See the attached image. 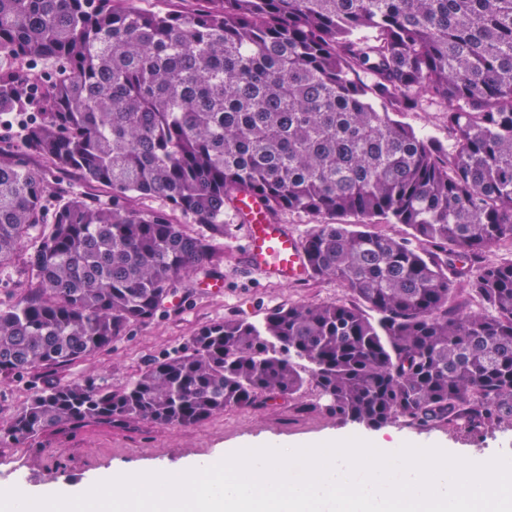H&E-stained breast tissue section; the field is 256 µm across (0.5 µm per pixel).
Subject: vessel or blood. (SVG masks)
I'll use <instances>...</instances> for the list:
<instances>
[{
  "instance_id": "b4317fda",
  "label": "vessel or blood",
  "mask_w": 512,
  "mask_h": 512,
  "mask_svg": "<svg viewBox=\"0 0 512 512\" xmlns=\"http://www.w3.org/2000/svg\"><path fill=\"white\" fill-rule=\"evenodd\" d=\"M235 213L244 226V266L273 280L298 282L308 278L299 237L286 225L272 223L256 198H239Z\"/></svg>"
}]
</instances>
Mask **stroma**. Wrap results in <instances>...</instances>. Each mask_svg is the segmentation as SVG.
<instances>
[{"mask_svg":"<svg viewBox=\"0 0 512 512\" xmlns=\"http://www.w3.org/2000/svg\"><path fill=\"white\" fill-rule=\"evenodd\" d=\"M30 166L41 171L61 194L106 204L112 201L111 188L87 184L74 173H57L41 159L32 160ZM242 235L240 224H227L219 243L224 253L219 267L224 278L223 294L211 296L201 289H192L181 296L178 305L163 308L152 321L132 328L111 347L92 357L34 376L0 381V427L38 390L49 385L78 383L122 388L145 364L175 353L189 336L207 324L227 318L257 322L267 310L281 305L350 301L346 286L334 280L284 284L246 269L238 258ZM323 405V399L310 385L296 398L270 403L262 411L231 410L194 427H164L146 422L112 427L91 424L77 430L60 426L24 447L2 440L0 486L23 484L38 490L59 480L75 483L94 479L129 462L152 469L220 455L226 448L247 441L303 443L331 436L373 437V430L342 424L327 416ZM389 431L406 443L439 446L469 460L512 453V430L474 436L445 426L417 431L393 425Z\"/></svg>","mask_w":512,"mask_h":512,"instance_id":"stroma-1","label":"stroma"}]
</instances>
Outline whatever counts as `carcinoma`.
I'll return each mask as SVG.
<instances>
[{"instance_id":"obj_1","label":"carcinoma","mask_w":512,"mask_h":512,"mask_svg":"<svg viewBox=\"0 0 512 512\" xmlns=\"http://www.w3.org/2000/svg\"><path fill=\"white\" fill-rule=\"evenodd\" d=\"M198 2L0 0V58L18 62L0 66V114L39 109L0 148V268L26 250L31 280L0 307V379L104 350L217 274L241 196L312 217L310 277L355 302L205 325L121 389L40 390L0 438L191 427L309 384L341 423L512 429V261L487 259L512 245V0ZM36 60L52 65L43 82L22 67ZM429 106L448 140L399 120ZM31 155L112 204L72 196L48 213ZM463 284L482 310L457 309ZM131 6L146 12L181 11L190 14L199 3L195 0H129Z\"/></svg>"}]
</instances>
